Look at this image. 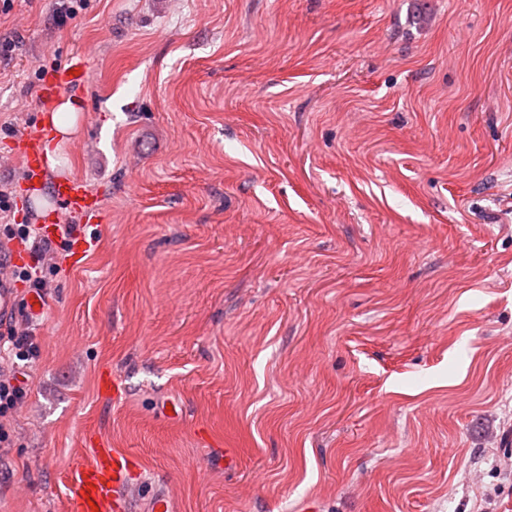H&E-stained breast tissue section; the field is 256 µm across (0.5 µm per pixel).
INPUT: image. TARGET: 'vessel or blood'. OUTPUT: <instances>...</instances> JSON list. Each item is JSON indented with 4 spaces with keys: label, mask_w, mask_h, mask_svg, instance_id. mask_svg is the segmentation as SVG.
<instances>
[{
    "label": "vessel or blood",
    "mask_w": 512,
    "mask_h": 512,
    "mask_svg": "<svg viewBox=\"0 0 512 512\" xmlns=\"http://www.w3.org/2000/svg\"><path fill=\"white\" fill-rule=\"evenodd\" d=\"M90 66L86 59L72 61L57 74L53 93H61L76 85H87ZM45 132L36 128L18 137L22 147L20 157L31 179L48 183L51 195L61 204L82 216L100 213L97 197L73 178H50L43 163L42 144ZM131 466L129 454L118 448L100 447L90 459L75 462L71 467L74 477L73 512H125L127 503L126 475Z\"/></svg>",
    "instance_id": "1"
}]
</instances>
